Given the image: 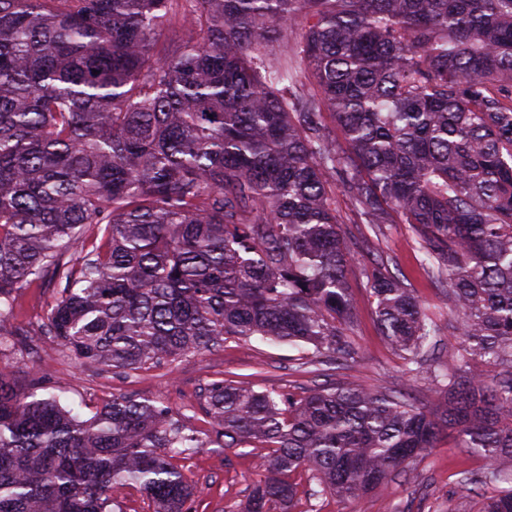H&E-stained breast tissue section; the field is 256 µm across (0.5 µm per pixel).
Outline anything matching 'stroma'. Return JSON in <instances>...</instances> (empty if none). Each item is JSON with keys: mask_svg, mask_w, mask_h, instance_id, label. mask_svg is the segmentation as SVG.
Returning a JSON list of instances; mask_svg holds the SVG:
<instances>
[{"mask_svg": "<svg viewBox=\"0 0 512 512\" xmlns=\"http://www.w3.org/2000/svg\"><path fill=\"white\" fill-rule=\"evenodd\" d=\"M336 211L350 240L380 241L393 258L391 272L404 279L427 311L437 315L440 325H447L445 291L424 270L409 226L387 225L384 238H377L370 225L355 223L350 202L341 192L336 195ZM348 279L357 308L354 336L358 346L355 359L348 362L329 359L302 368L298 365L301 352L294 346L257 337H230L221 349L126 377L81 364L51 337L38 336L32 354L0 357V367L10 366L21 390L27 389L32 377L46 376L61 402L85 418L114 396L136 394L163 402L180 424L206 433L213 427L200 408V397L209 384L224 380L294 395L317 387L355 384L371 390L407 391L416 403H436L439 385L423 373L405 374L401 357L383 340L376 321V301L360 265L350 268ZM267 455V449L260 447L226 451L214 442L187 457H175V464L197 489L189 504L191 512H233L245 501L251 484L266 476ZM485 466L484 459L456 447L453 438L446 436L418 457L408 474L393 477L384 488L354 504L321 492L307 472L293 473L290 480L297 485V495L290 512H481L487 488L462 489L459 478L461 472H478Z\"/></svg>", "mask_w": 512, "mask_h": 512, "instance_id": "1", "label": "stroma"}]
</instances>
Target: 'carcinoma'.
Masks as SVG:
<instances>
[{"instance_id": "1", "label": "carcinoma", "mask_w": 512, "mask_h": 512, "mask_svg": "<svg viewBox=\"0 0 512 512\" xmlns=\"http://www.w3.org/2000/svg\"><path fill=\"white\" fill-rule=\"evenodd\" d=\"M175 20L186 38L158 43ZM338 185L365 223L409 225L464 353L424 366L440 328L367 250L381 335L448 396L210 384L224 449H269L242 512H286L299 469L357 502L450 428L487 463L464 484L497 486L481 512H512V0H0V356L48 281L41 333L84 364L128 374L252 336L354 359ZM205 444L158 401L82 419L0 370V512H119L129 485L189 512L168 449ZM52 288V285L26 288L16 306L14 322L28 329H37L47 310V303L52 301Z\"/></svg>"}]
</instances>
